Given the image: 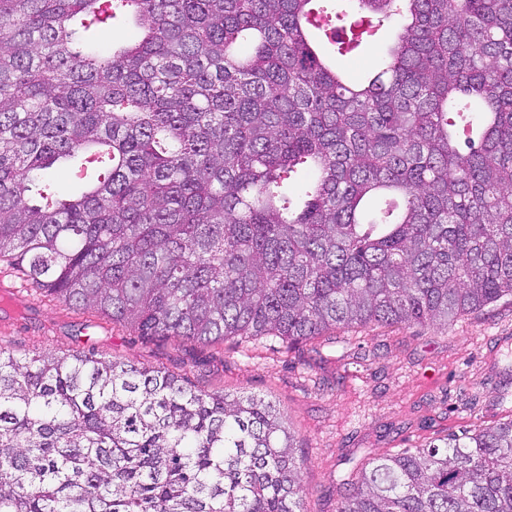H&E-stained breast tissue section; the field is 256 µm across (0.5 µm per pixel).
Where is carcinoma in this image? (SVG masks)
I'll return each instance as SVG.
<instances>
[{
	"label": "carcinoma",
	"mask_w": 512,
	"mask_h": 512,
	"mask_svg": "<svg viewBox=\"0 0 512 512\" xmlns=\"http://www.w3.org/2000/svg\"><path fill=\"white\" fill-rule=\"evenodd\" d=\"M387 30L359 83L311 40L345 60ZM0 262L145 339L447 327L511 295L512 0H0ZM306 496L269 401L0 345V512ZM336 512H512V419L369 459Z\"/></svg>",
	"instance_id": "cac0c4a2"
}]
</instances>
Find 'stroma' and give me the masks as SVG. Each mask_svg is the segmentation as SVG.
<instances>
[{
    "mask_svg": "<svg viewBox=\"0 0 512 512\" xmlns=\"http://www.w3.org/2000/svg\"><path fill=\"white\" fill-rule=\"evenodd\" d=\"M0 345L23 357L81 346L163 368L199 390L271 401L298 445L306 512H336L370 457L512 418V296L447 329L340 327L290 347L271 337L148 340L22 293L0 297Z\"/></svg>",
    "mask_w": 512,
    "mask_h": 512,
    "instance_id": "1",
    "label": "stroma"
}]
</instances>
